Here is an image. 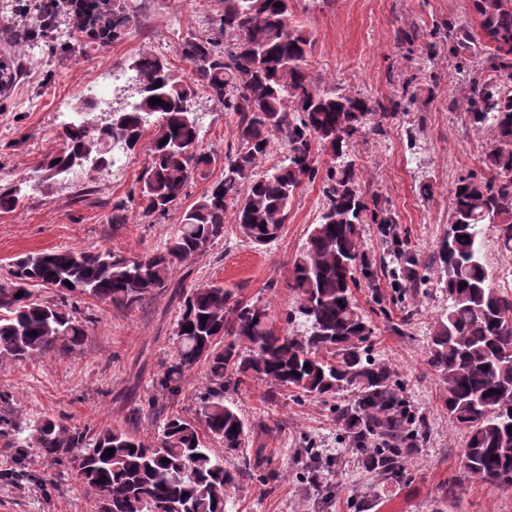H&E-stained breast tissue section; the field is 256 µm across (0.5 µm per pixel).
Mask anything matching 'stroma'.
<instances>
[{"instance_id":"stroma-1","label":"stroma","mask_w":512,"mask_h":512,"mask_svg":"<svg viewBox=\"0 0 512 512\" xmlns=\"http://www.w3.org/2000/svg\"><path fill=\"white\" fill-rule=\"evenodd\" d=\"M34 0H0V63L10 75L0 86V188L22 180L59 146L62 114L103 97L98 119L128 108L138 98L135 82L103 85L104 73L126 71L147 50L166 59L179 75L189 67L179 54L181 35L203 34L218 0H132L134 17L125 37L99 49L65 51L69 17L56 12L47 33L53 50L30 52L7 39L10 27L32 28ZM292 18L314 37L310 71L321 85L357 92L380 102L389 115L379 132L363 130L350 142L360 185L390 211L406 248L426 280L410 325L387 276L359 280L355 299L368 317L373 356L389 363L403 395L426 423V436L393 486L366 473L336 424L335 403L269 391L250 381L229 392L249 421V450H262L279 478L265 484L243 480L234 493V512H512V489L494 490L466 467L465 429L449 420L437 376L428 366V347L437 314L448 297L437 288L432 259L448 231L451 186L458 178L481 174L480 158L491 143L475 130L458 103L465 93L456 59L448 54V21L472 25L470 0H293ZM413 39H406V32ZM192 110L202 128V147L224 153L235 141L233 115L198 93ZM148 141L123 156L120 167L82 170L79 179L60 175L36 188L23 187L16 207L0 212V280L9 262L57 248L136 255L160 249L176 232L181 217L223 174L221 165L192 180L182 201L163 219L143 216L139 207L141 171ZM324 203L321 183L303 184L288 208L274 242L255 246L233 222L202 256L177 266L166 288L133 308L79 297V318L88 322L83 344L24 362H0V415L27 437L37 422L50 418L89 433L128 424L137 413V435L153 439L167 416L194 417L197 396L207 384V367L198 364L176 396L163 394L155 381L171 358L172 338L182 304L180 295L204 284L224 286L233 296L265 305L270 319L284 326L295 296L288 288L292 262ZM124 205L126 222L112 224V208ZM312 439L332 453L322 483L303 489L298 451ZM23 471L25 480H6ZM0 512H100L94 494L75 472L52 462L40 449L15 460L0 445Z\"/></svg>"}]
</instances>
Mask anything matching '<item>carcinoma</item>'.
<instances>
[{"label": "carcinoma", "instance_id": "1", "mask_svg": "<svg viewBox=\"0 0 512 512\" xmlns=\"http://www.w3.org/2000/svg\"><path fill=\"white\" fill-rule=\"evenodd\" d=\"M82 14L83 48L117 41L132 15L126 7L101 10L100 0H77ZM484 34H504L493 51L471 68L459 69L467 92L459 107L470 125L492 134L481 163L483 175L452 186L449 232L434 261L448 307L437 315L429 344V366L444 386L448 416L469 434L464 449L469 473L494 490L512 488V295L494 285L484 256L481 226L494 224L503 256H512V0H470ZM214 32L188 33L179 52L190 67L186 76L161 56L144 51L129 65L140 99L111 120L80 119L61 124V148L39 165L42 177L91 164L95 171L114 166L117 154L134 150L147 126L154 125L149 161L140 176V208L165 217L203 168L222 163L223 178L204 193L180 220L164 246L126 257L112 250L93 253L63 248L20 257L0 283V360L24 361L81 345L88 326L75 316L68 297L94 299L133 308L167 287L175 266L196 258L224 235L227 217L241 234L260 246L276 240L289 201L319 174L318 154L332 165L323 178L324 205L304 247L292 264L288 288L295 308L286 326L276 327L267 309L238 300L222 286L203 285L187 293L174 331V352L157 379L179 394L192 369L203 362L208 384L198 396L199 420L166 418L156 440L134 430L107 428L95 437L87 430L52 419L35 425L14 446L15 457L40 448L71 467L95 494L100 512H232L233 493L243 477L273 478L256 455L236 471L227 470L207 448V439L235 454L246 447L248 422L225 394L248 380L291 389L313 399H335L351 390L354 402L336 409L340 430L353 443L361 467L386 481L405 478L404 459L425 437V424L406 404L390 368L370 357V321L355 303L356 276L374 277L363 251L360 224L380 225L390 244L380 267L400 295H419L421 277L409 269L404 242L392 214L357 181L349 142L381 112L380 103L357 93H338L319 85L307 69L313 40L291 21L290 0H221ZM453 57L481 48L467 25L448 22ZM225 112L237 116V145L224 156L184 153L201 143L191 117L199 89ZM163 103L150 105V98ZM285 155L262 175L256 167L272 140ZM71 285H66V282ZM467 286H462V283ZM60 293L55 303L33 298L30 288ZM23 296L16 297L17 293ZM207 317L201 322V317ZM189 326L192 331L184 330ZM112 448V455L106 450Z\"/></svg>", "mask_w": 512, "mask_h": 512}]
</instances>
